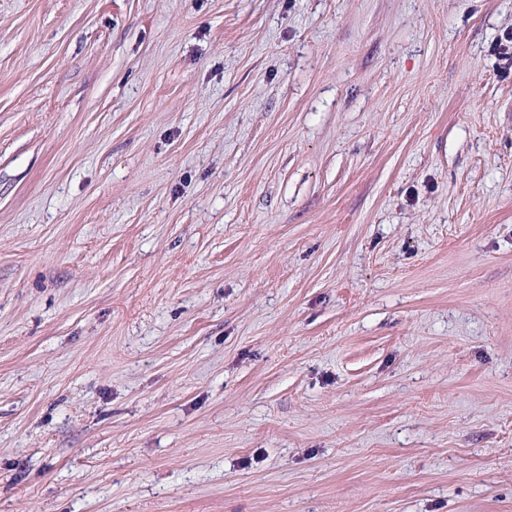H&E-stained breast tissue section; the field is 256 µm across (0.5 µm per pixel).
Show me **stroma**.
I'll use <instances>...</instances> for the list:
<instances>
[{
  "label": "stroma",
  "mask_w": 512,
  "mask_h": 512,
  "mask_svg": "<svg viewBox=\"0 0 512 512\" xmlns=\"http://www.w3.org/2000/svg\"><path fill=\"white\" fill-rule=\"evenodd\" d=\"M512 0H0V512H512Z\"/></svg>",
  "instance_id": "35a3bbf8"
}]
</instances>
